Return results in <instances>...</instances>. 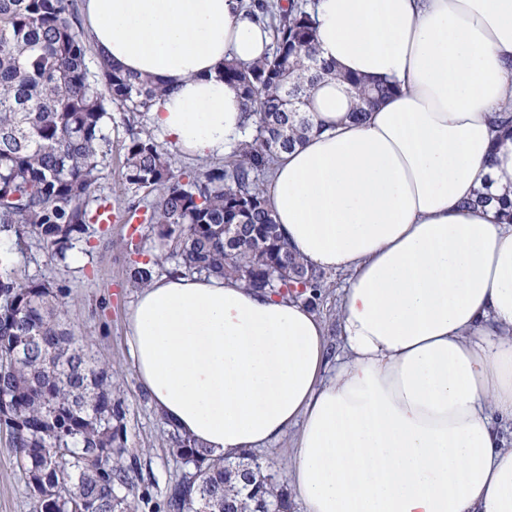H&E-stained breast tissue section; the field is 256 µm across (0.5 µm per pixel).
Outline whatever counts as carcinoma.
I'll list each match as a JSON object with an SVG mask.
<instances>
[{"label":"carcinoma","mask_w":512,"mask_h":512,"mask_svg":"<svg viewBox=\"0 0 512 512\" xmlns=\"http://www.w3.org/2000/svg\"><path fill=\"white\" fill-rule=\"evenodd\" d=\"M249 7L274 23L272 51L249 64L226 61L255 134L225 164L186 171L153 134L124 145L125 183L151 196L147 223L157 253L130 268L143 288L163 259L172 272L232 276L248 288L318 306L323 272L288 247L269 209L260 175L312 130L311 92L335 66L318 57L314 19L298 0ZM75 0H0V427L24 476L35 512H134L141 478L123 462V407L109 371L64 321V287L19 274L31 247L67 263L89 229L101 236L97 193L112 145L102 127L114 104L150 112L163 88L136 74L100 66L89 79V46ZM350 117L392 94L385 83L343 77ZM174 449L188 470L163 495L160 512H199L204 503L235 512H288V491L270 474L228 465L187 438Z\"/></svg>","instance_id":"carcinoma-1"}]
</instances>
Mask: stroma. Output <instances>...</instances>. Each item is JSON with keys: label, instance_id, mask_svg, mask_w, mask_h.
<instances>
[{"label": "stroma", "instance_id": "stroma-1", "mask_svg": "<svg viewBox=\"0 0 512 512\" xmlns=\"http://www.w3.org/2000/svg\"><path fill=\"white\" fill-rule=\"evenodd\" d=\"M147 124L145 116L116 110L104 126L112 143V159L102 171L99 191L111 196L113 203L124 206L133 200L123 191L124 146L133 131ZM153 245L149 225L115 222L107 235L77 243L67 266L41 259L20 265L22 274L66 286L68 323L115 379L125 411L126 460L136 463L146 489L137 512H156V502L184 470L181 459L170 451L168 429L137 381L126 343L128 314L138 293L128 269L134 262L147 260ZM0 512H33L9 450L8 435L1 430Z\"/></svg>", "mask_w": 512, "mask_h": 512}]
</instances>
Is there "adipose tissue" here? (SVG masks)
I'll return each instance as SVG.
<instances>
[{
    "label": "adipose tissue",
    "instance_id": "adipose-tissue-1",
    "mask_svg": "<svg viewBox=\"0 0 512 512\" xmlns=\"http://www.w3.org/2000/svg\"><path fill=\"white\" fill-rule=\"evenodd\" d=\"M106 65L166 94L149 125L221 158L253 119L221 63L271 43L241 0H85ZM338 81L264 187L291 249L343 275L337 342L312 306L233 278L140 289L127 346L166 427L232 459L294 433L300 512H512V0H316ZM395 92L350 119L342 76ZM495 197L477 203L478 192Z\"/></svg>",
    "mask_w": 512,
    "mask_h": 512
}]
</instances>
